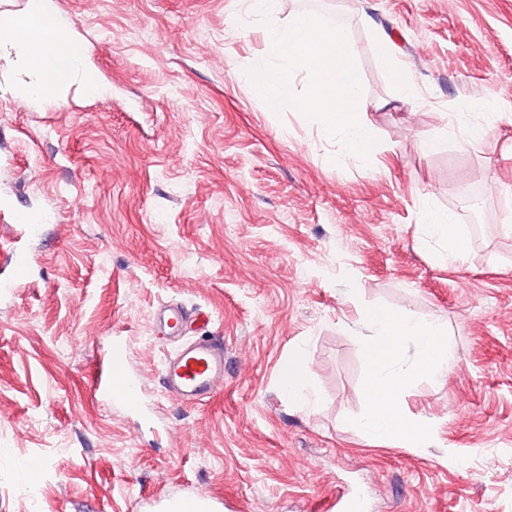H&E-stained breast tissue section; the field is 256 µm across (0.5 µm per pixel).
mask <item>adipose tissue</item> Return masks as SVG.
<instances>
[{"label":"adipose tissue","instance_id":"1","mask_svg":"<svg viewBox=\"0 0 512 512\" xmlns=\"http://www.w3.org/2000/svg\"><path fill=\"white\" fill-rule=\"evenodd\" d=\"M0 52L10 70L0 86L14 97L52 102L72 86L98 89L95 73L85 61V49L56 14H46L39 26L15 27L0 19ZM422 242H434L451 263L463 259L466 243L460 228L445 213L429 211L419 227ZM367 335L360 339L366 367V409L352 425L371 439L397 438L402 447L421 448L427 431L401 408L404 392L420 378H439L455 359L447 327L439 320L417 319L387 307L367 312ZM412 360H405L406 349Z\"/></svg>","mask_w":512,"mask_h":512}]
</instances>
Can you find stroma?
I'll use <instances>...</instances> for the list:
<instances>
[{
  "mask_svg": "<svg viewBox=\"0 0 512 512\" xmlns=\"http://www.w3.org/2000/svg\"><path fill=\"white\" fill-rule=\"evenodd\" d=\"M322 2L363 76L366 164L252 93L269 46L244 0H59L104 92L72 87L60 108L0 95V244L19 239L30 264L12 288L0 267V512H320L345 483L369 512H512V0ZM427 209L459 224L462 262L419 241ZM16 213L40 216L34 236ZM166 303L208 312L184 334L224 346L203 404L163 388ZM377 306L448 327L447 375L403 398L427 447L349 424ZM117 336L141 416L89 384ZM300 347L308 406L280 381ZM378 57L381 64L387 69L391 80L397 85L404 84L406 81L404 68L394 56L389 44L384 40L378 43Z\"/></svg>",
  "mask_w": 512,
  "mask_h": 512,
  "instance_id": "35a3bbf8",
  "label": "stroma"
}]
</instances>
